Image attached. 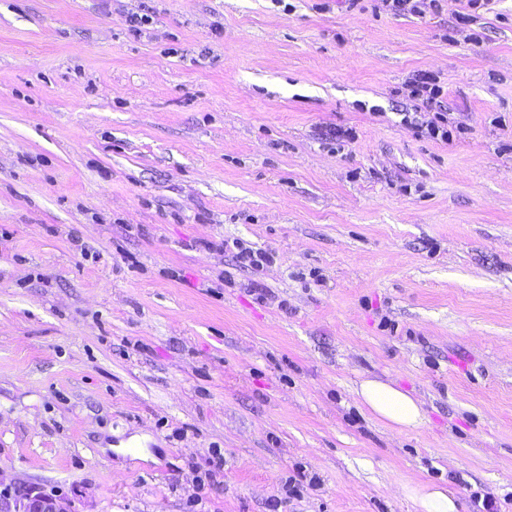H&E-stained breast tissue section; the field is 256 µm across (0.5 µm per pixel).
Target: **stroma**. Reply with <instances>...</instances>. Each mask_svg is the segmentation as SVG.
Returning <instances> with one entry per match:
<instances>
[{
    "instance_id": "1",
    "label": "stroma",
    "mask_w": 512,
    "mask_h": 512,
    "mask_svg": "<svg viewBox=\"0 0 512 512\" xmlns=\"http://www.w3.org/2000/svg\"><path fill=\"white\" fill-rule=\"evenodd\" d=\"M0 477L77 512H512V0H0ZM357 394L362 402L381 420L402 429L415 430L424 425L425 414L419 402L409 393L391 383L365 379ZM418 512H458L453 491L433 484L420 485L410 491Z\"/></svg>"
}]
</instances>
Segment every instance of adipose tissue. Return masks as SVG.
Segmentation results:
<instances>
[{
  "label": "adipose tissue",
  "mask_w": 512,
  "mask_h": 512,
  "mask_svg": "<svg viewBox=\"0 0 512 512\" xmlns=\"http://www.w3.org/2000/svg\"><path fill=\"white\" fill-rule=\"evenodd\" d=\"M357 393L373 414L394 426L415 430L425 422L419 402L393 384L366 379L360 383Z\"/></svg>",
  "instance_id": "ef3b65f1"
}]
</instances>
